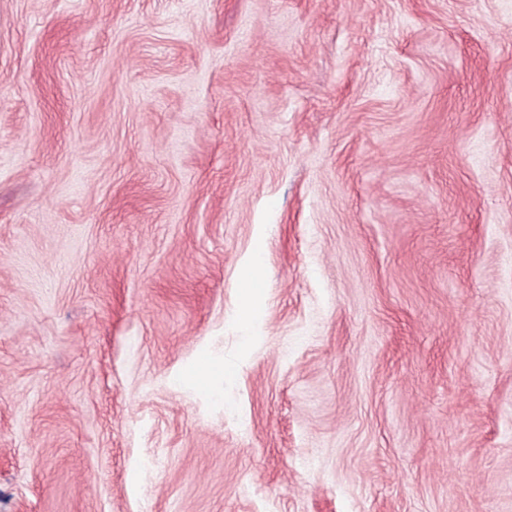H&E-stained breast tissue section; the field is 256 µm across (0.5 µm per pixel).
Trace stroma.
I'll use <instances>...</instances> for the list:
<instances>
[{"mask_svg":"<svg viewBox=\"0 0 512 512\" xmlns=\"http://www.w3.org/2000/svg\"><path fill=\"white\" fill-rule=\"evenodd\" d=\"M0 512H512V0H0Z\"/></svg>","mask_w":512,"mask_h":512,"instance_id":"stroma-1","label":"stroma"}]
</instances>
